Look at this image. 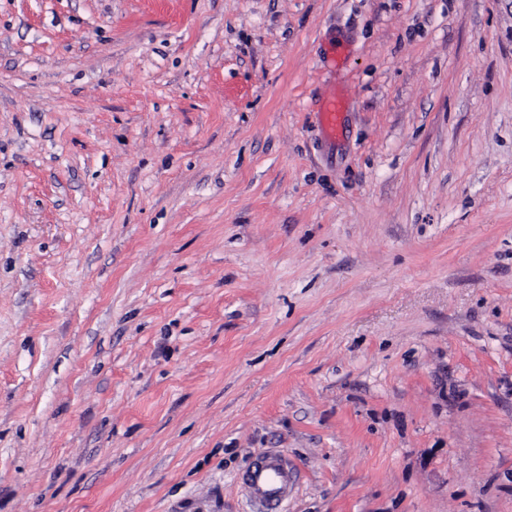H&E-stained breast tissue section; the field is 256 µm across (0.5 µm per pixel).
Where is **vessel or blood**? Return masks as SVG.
Returning <instances> with one entry per match:
<instances>
[{"mask_svg":"<svg viewBox=\"0 0 512 512\" xmlns=\"http://www.w3.org/2000/svg\"><path fill=\"white\" fill-rule=\"evenodd\" d=\"M250 512H284L299 483V472L285 451L257 453L239 476Z\"/></svg>","mask_w":512,"mask_h":512,"instance_id":"vessel-or-blood-1","label":"vessel or blood"}]
</instances>
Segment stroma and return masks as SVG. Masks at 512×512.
Segmentation results:
<instances>
[{
	"label": "stroma",
	"instance_id": "1",
	"mask_svg": "<svg viewBox=\"0 0 512 512\" xmlns=\"http://www.w3.org/2000/svg\"><path fill=\"white\" fill-rule=\"evenodd\" d=\"M266 448L512 512V0H0V512H247Z\"/></svg>",
	"mask_w": 512,
	"mask_h": 512
}]
</instances>
